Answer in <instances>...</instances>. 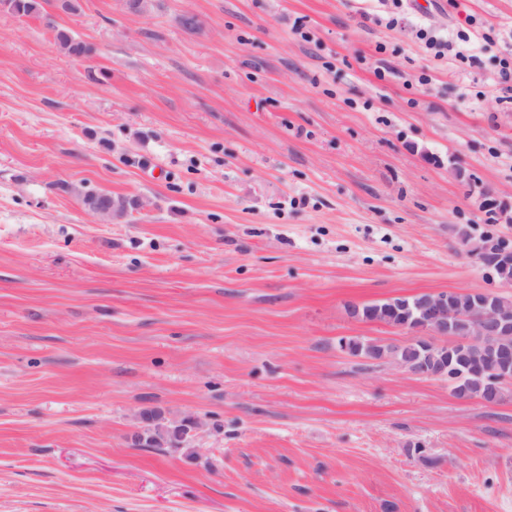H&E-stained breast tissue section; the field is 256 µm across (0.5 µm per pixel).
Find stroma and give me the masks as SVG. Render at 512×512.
I'll return each instance as SVG.
<instances>
[{"label":"stroma","instance_id":"stroma-1","mask_svg":"<svg viewBox=\"0 0 512 512\" xmlns=\"http://www.w3.org/2000/svg\"><path fill=\"white\" fill-rule=\"evenodd\" d=\"M79 3L0 11V512H512V384L339 345L419 337L355 305L512 298L470 253L512 245V0ZM149 411L203 428L133 447ZM419 38L424 41L427 49L433 52L438 60L463 61L469 60L462 51H456L452 41L438 36L434 31L427 28H420ZM480 369L473 371L467 368H460L456 373V382L452 388L461 386L469 397L486 398L491 391V379L495 377V362L491 355L480 359Z\"/></svg>","mask_w":512,"mask_h":512}]
</instances>
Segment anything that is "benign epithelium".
<instances>
[{
    "label": "benign epithelium",
    "instance_id": "benign-epithelium-1",
    "mask_svg": "<svg viewBox=\"0 0 512 512\" xmlns=\"http://www.w3.org/2000/svg\"><path fill=\"white\" fill-rule=\"evenodd\" d=\"M477 255L486 269L495 266H507L512 263V248L505 244L487 242L470 250ZM421 316L417 328L431 332L441 338H451L446 345L460 355L466 356L476 352L493 338L503 336L512 331V315L501 307L496 299V292L490 290L471 292L470 314L460 315L448 307L446 296L442 293L427 294L420 303ZM498 381H512V350L502 349L496 353ZM154 422L168 433L159 439L153 431L136 432L131 442L136 447L168 448L179 447L181 442L192 432L201 427V422L186 416L178 421L162 422V417L155 416Z\"/></svg>",
    "mask_w": 512,
    "mask_h": 512
}]
</instances>
